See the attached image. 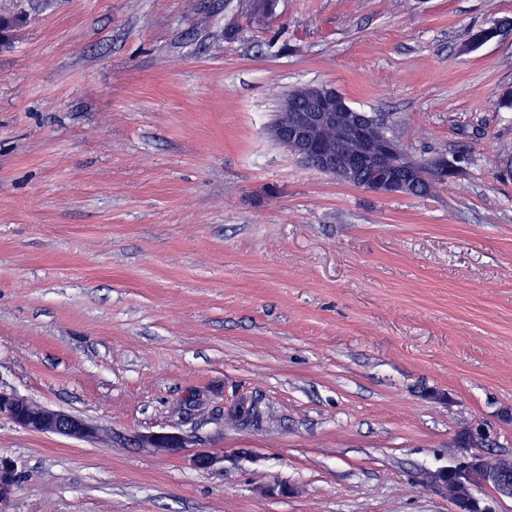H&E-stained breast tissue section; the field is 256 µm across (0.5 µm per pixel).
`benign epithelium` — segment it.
<instances>
[{"label": "benign epithelium", "instance_id": "obj_1", "mask_svg": "<svg viewBox=\"0 0 512 512\" xmlns=\"http://www.w3.org/2000/svg\"><path fill=\"white\" fill-rule=\"evenodd\" d=\"M363 114L354 112L335 88L319 85L304 93L302 104L289 114L288 124L270 128V134L283 146L288 142L301 144L293 155L308 168L329 174L344 182L360 174L359 187L378 196L406 194L422 181L444 180L448 168L436 164L426 172L413 160L400 163V148L386 139L371 138L362 121ZM330 130L357 145L353 153L338 154L324 140ZM257 403L239 399L229 412L243 427L251 426ZM0 417L16 426L43 434L91 442L99 437V428L88 421L65 412L43 407L27 398L0 389ZM144 448H155L178 454L185 448L184 438L174 432L143 435ZM489 442L486 429L477 424L459 430L451 443L458 456L443 468L426 471L422 484L448 499L451 512H490L478 492L488 489L500 501H512V457L491 458L479 449ZM17 485V465L0 457V503L10 498Z\"/></svg>", "mask_w": 512, "mask_h": 512}]
</instances>
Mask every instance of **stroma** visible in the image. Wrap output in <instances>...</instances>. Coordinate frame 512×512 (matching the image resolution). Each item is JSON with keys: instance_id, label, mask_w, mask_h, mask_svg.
Instances as JSON below:
<instances>
[{"instance_id": "1", "label": "stroma", "mask_w": 512, "mask_h": 512, "mask_svg": "<svg viewBox=\"0 0 512 512\" xmlns=\"http://www.w3.org/2000/svg\"><path fill=\"white\" fill-rule=\"evenodd\" d=\"M0 13L25 18L0 39V389L103 429L0 419V512H449L419 474L458 429L512 454V0ZM309 84L448 180L377 197L304 167L270 126ZM241 396L262 427L225 418ZM143 448H155L168 454H178L185 448L184 438L174 432H155L139 438ZM17 465L0 457V504L10 498L17 485Z\"/></svg>"}]
</instances>
